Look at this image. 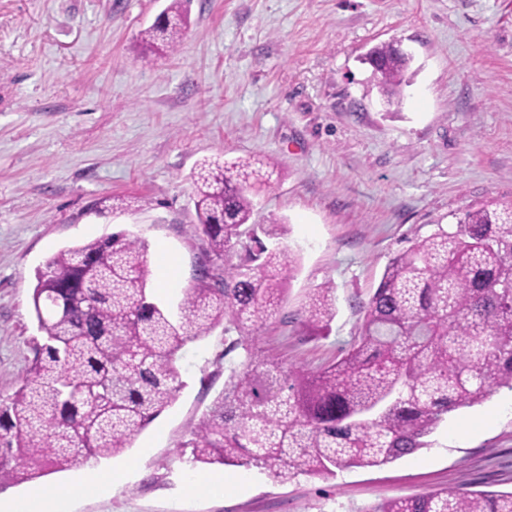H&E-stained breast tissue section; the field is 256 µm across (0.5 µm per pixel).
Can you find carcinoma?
Wrapping results in <instances>:
<instances>
[{
    "mask_svg": "<svg viewBox=\"0 0 512 512\" xmlns=\"http://www.w3.org/2000/svg\"><path fill=\"white\" fill-rule=\"evenodd\" d=\"M186 0H170L141 32L150 50L175 51ZM373 85L398 103L412 57L373 46ZM268 160H201L192 173L206 243L178 317L148 286L147 244L125 234L65 247L37 269L32 307L41 338L19 388L0 399V487L116 456L169 407L183 386V347L219 325L243 351L202 415L188 462L257 468L279 483L380 467L428 445L461 408L512 391V198L472 206L452 232L416 238L387 265L362 306L358 335L316 370L259 354L255 333L279 312L295 259L252 224ZM336 287L312 289L302 324L326 336ZM364 512H512V491L429 492Z\"/></svg>",
    "mask_w": 512,
    "mask_h": 512,
    "instance_id": "1",
    "label": "carcinoma"
}]
</instances>
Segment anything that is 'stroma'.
I'll use <instances>...</instances> for the list:
<instances>
[{
    "label": "stroma",
    "instance_id": "1",
    "mask_svg": "<svg viewBox=\"0 0 512 512\" xmlns=\"http://www.w3.org/2000/svg\"><path fill=\"white\" fill-rule=\"evenodd\" d=\"M168 0H0V398L38 335L34 272L61 248L115 233L145 240L178 278L176 308L206 243L189 174L203 158H269L255 223L299 258L288 299L256 346L316 369L339 358L390 259L461 213L512 196V0H191L176 53L145 61L140 33ZM401 41L413 75L384 102L362 58ZM118 210L99 209L105 197ZM336 287L325 336L306 335L308 292ZM223 327L189 343L176 401L101 473L137 471L71 512H364L433 490L512 489V391L449 413L415 454L323 480L281 484L258 469L189 466L180 445L240 352ZM207 481L192 487L189 477ZM224 489L212 487L214 478Z\"/></svg>",
    "mask_w": 512,
    "mask_h": 512
}]
</instances>
